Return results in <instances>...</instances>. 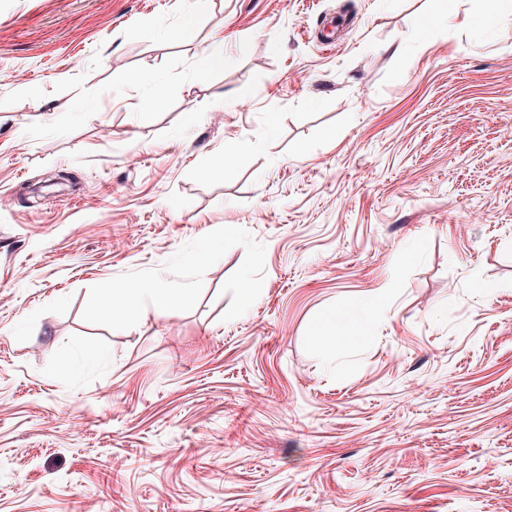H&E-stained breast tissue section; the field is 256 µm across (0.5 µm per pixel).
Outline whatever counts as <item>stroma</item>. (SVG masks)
Instances as JSON below:
<instances>
[{
  "mask_svg": "<svg viewBox=\"0 0 512 512\" xmlns=\"http://www.w3.org/2000/svg\"><path fill=\"white\" fill-rule=\"evenodd\" d=\"M190 4L0 0V512H512V0ZM231 60L224 53V43L211 40L204 43L197 64V76L205 78L210 72L228 66ZM189 288H162L150 279H135L122 288L107 291L100 299V305L113 316L118 315L125 324L132 323L145 301L151 304L153 312L160 316L174 313ZM370 318V311L365 305H357L349 310L344 316L336 318V323L332 324V328L342 338L354 337L346 336L348 333L359 334L365 328Z\"/></svg>",
  "mask_w": 512,
  "mask_h": 512,
  "instance_id": "1",
  "label": "stroma"
}]
</instances>
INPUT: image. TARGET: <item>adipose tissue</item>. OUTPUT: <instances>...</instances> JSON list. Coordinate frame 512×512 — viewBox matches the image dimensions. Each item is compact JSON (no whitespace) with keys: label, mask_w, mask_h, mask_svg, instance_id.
Segmentation results:
<instances>
[{"label":"adipose tissue","mask_w":512,"mask_h":512,"mask_svg":"<svg viewBox=\"0 0 512 512\" xmlns=\"http://www.w3.org/2000/svg\"><path fill=\"white\" fill-rule=\"evenodd\" d=\"M184 294L181 288H163L149 279H135L123 287L107 291L101 297L100 304L129 324L146 304L151 305L157 315H171L178 309Z\"/></svg>","instance_id":"1"}]
</instances>
